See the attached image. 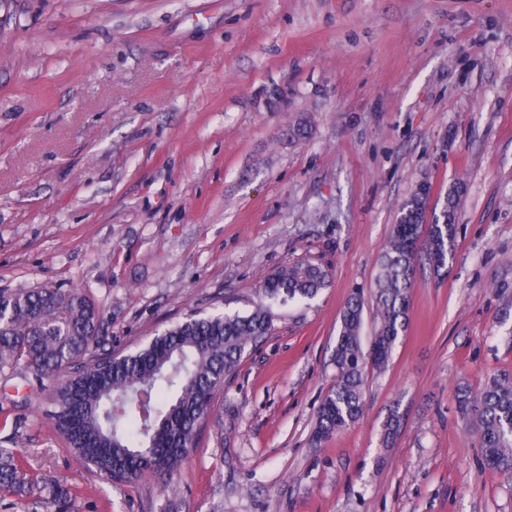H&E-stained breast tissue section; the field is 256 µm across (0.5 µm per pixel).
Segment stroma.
<instances>
[{
  "label": "stroma",
  "instance_id": "stroma-1",
  "mask_svg": "<svg viewBox=\"0 0 512 512\" xmlns=\"http://www.w3.org/2000/svg\"><path fill=\"white\" fill-rule=\"evenodd\" d=\"M423 183L431 216L459 193L453 254L418 260L362 417L316 442L341 311L360 293L372 336ZM305 256L330 286L274 305L178 494L88 470L52 382L0 387V448L69 512H512L454 400L512 372V0H0V288L83 290L121 350Z\"/></svg>",
  "mask_w": 512,
  "mask_h": 512
}]
</instances>
